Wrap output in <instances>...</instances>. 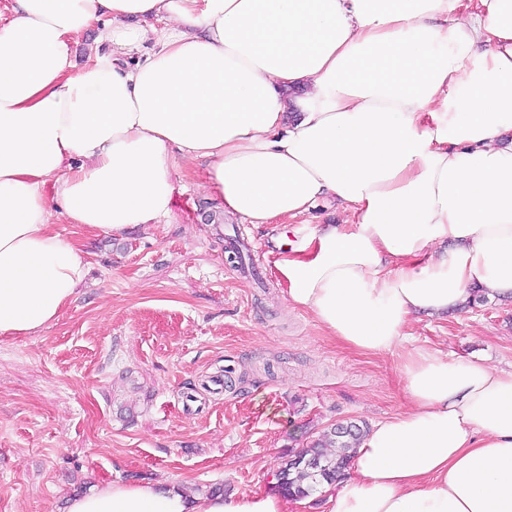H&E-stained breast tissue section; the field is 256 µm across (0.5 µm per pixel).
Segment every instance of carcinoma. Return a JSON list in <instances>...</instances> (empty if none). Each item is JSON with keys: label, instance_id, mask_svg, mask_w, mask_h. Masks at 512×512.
Listing matches in <instances>:
<instances>
[{"label": "carcinoma", "instance_id": "carcinoma-1", "mask_svg": "<svg viewBox=\"0 0 512 512\" xmlns=\"http://www.w3.org/2000/svg\"><path fill=\"white\" fill-rule=\"evenodd\" d=\"M365 433L355 421L331 425L318 439L291 454L279 464L275 479L291 498H307L324 483H332L348 467L352 450Z\"/></svg>", "mask_w": 512, "mask_h": 512}]
</instances>
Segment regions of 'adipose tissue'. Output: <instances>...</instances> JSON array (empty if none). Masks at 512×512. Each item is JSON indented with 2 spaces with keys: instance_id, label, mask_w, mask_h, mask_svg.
<instances>
[{
  "instance_id": "obj_1",
  "label": "adipose tissue",
  "mask_w": 512,
  "mask_h": 512,
  "mask_svg": "<svg viewBox=\"0 0 512 512\" xmlns=\"http://www.w3.org/2000/svg\"><path fill=\"white\" fill-rule=\"evenodd\" d=\"M96 31L83 65L78 37ZM278 240L288 303L366 355L404 349L409 408L365 433L328 512H512V364L409 343L413 316L512 297V0H13L0 18V336L56 321L76 229L173 210L176 158ZM53 197H46V186ZM274 487L112 482L66 512H291Z\"/></svg>"
}]
</instances>
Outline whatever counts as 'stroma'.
<instances>
[{"label": "stroma", "mask_w": 512, "mask_h": 512, "mask_svg": "<svg viewBox=\"0 0 512 512\" xmlns=\"http://www.w3.org/2000/svg\"><path fill=\"white\" fill-rule=\"evenodd\" d=\"M174 179L169 220L82 234L87 275L58 320L0 336V512H65L80 488L112 481L263 490L330 424L408 409L400 352L341 345L288 304L277 277L273 233L343 223L339 205L274 230L225 214L203 163L180 162ZM407 330L454 359L512 363L511 298Z\"/></svg>", "instance_id": "1"}]
</instances>
